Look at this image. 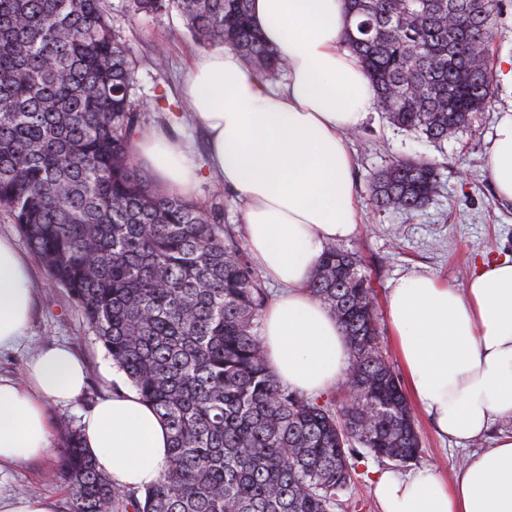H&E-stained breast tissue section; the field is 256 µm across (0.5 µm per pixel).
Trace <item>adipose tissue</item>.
Returning <instances> with one entry per match:
<instances>
[{
  "instance_id": "obj_1",
  "label": "adipose tissue",
  "mask_w": 512,
  "mask_h": 512,
  "mask_svg": "<svg viewBox=\"0 0 512 512\" xmlns=\"http://www.w3.org/2000/svg\"><path fill=\"white\" fill-rule=\"evenodd\" d=\"M264 40L288 62L272 86L235 51L198 54L183 95L209 136L206 168L242 205L251 264L278 291L261 320L269 366L310 396L344 381L349 345L335 316L307 291L326 244L360 222L345 138L359 130L375 96L359 59L344 46L347 0H252ZM161 189L192 195L200 175L189 151L151 133L135 143ZM489 171L496 196L512 202V109L501 113ZM29 262L0 235V351L26 335L34 298ZM387 311L409 392L444 436L480 438L512 417V259L477 264L465 292L410 273L391 288ZM86 371L63 345L34 356L24 383L0 378V468L50 448L48 404L82 395ZM83 443L115 485H154L169 463V431L136 391L97 401ZM381 512H512V433L476 448L451 482L425 469L387 470L376 481Z\"/></svg>"
}]
</instances>
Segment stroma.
<instances>
[{
  "label": "stroma",
  "instance_id": "obj_1",
  "mask_svg": "<svg viewBox=\"0 0 512 512\" xmlns=\"http://www.w3.org/2000/svg\"><path fill=\"white\" fill-rule=\"evenodd\" d=\"M108 11L114 32L130 47L137 63L133 99L145 121V132H159L172 142L189 146L195 163L204 165L207 135L189 121L181 95L201 45L174 11L163 8L150 15L137 14L130 0H108ZM494 89L490 104L442 142L398 129L377 110L360 131L349 136L363 222L340 246L361 256L362 268L372 281L378 343L387 351L392 367H399L400 362L390 334L386 299L400 276L411 271L426 273L460 290L477 263L512 257V203L496 198L487 165L497 115L512 108V88L498 82ZM406 157L436 162L441 173L437 195L419 213L376 207L371 200L373 177ZM32 286L36 300L28 335L16 350L0 354V377L20 378L30 356L50 345L66 343L86 364L87 386L71 404L49 405L53 442L49 454L0 470V497H47L55 501L56 512H66L67 494L58 477L62 431L82 428L97 399L122 392L129 383L107 357L65 289L54 286L41 265L32 267ZM414 415L422 443L418 468L450 480L464 461L465 450L441 437L422 410H415ZM388 467V462L374 459L360 462L336 512H380L374 480Z\"/></svg>",
  "mask_w": 512,
  "mask_h": 512
}]
</instances>
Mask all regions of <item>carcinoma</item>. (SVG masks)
<instances>
[{
    "label": "carcinoma",
    "mask_w": 512,
    "mask_h": 512,
    "mask_svg": "<svg viewBox=\"0 0 512 512\" xmlns=\"http://www.w3.org/2000/svg\"><path fill=\"white\" fill-rule=\"evenodd\" d=\"M166 5L203 45L237 52L276 80L285 58L251 20V0H132ZM349 0L345 44L394 125L448 139L493 97L498 0ZM482 70L467 78L473 52ZM135 64L104 0H0V210L51 282L65 289L112 362L170 434L157 484L128 492L100 472L80 432H64L67 512H336L368 456L422 452L401 380L377 346L374 289L355 252L324 247L308 292L349 343L358 405L282 384L260 321L267 294L240 234L141 170L130 137ZM427 158L378 174L373 203L408 213L435 194Z\"/></svg>",
    "instance_id": "cac0c4a2"
}]
</instances>
